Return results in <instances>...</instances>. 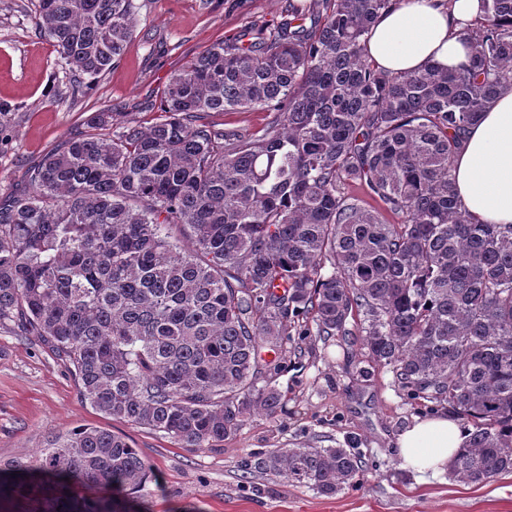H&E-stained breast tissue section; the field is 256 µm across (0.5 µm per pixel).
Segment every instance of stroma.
<instances>
[{"mask_svg": "<svg viewBox=\"0 0 512 512\" xmlns=\"http://www.w3.org/2000/svg\"><path fill=\"white\" fill-rule=\"evenodd\" d=\"M137 26L119 62L74 93L66 65L41 30L35 0H0V199L28 191L43 158L90 130L96 113L149 126L172 74L230 38L255 41L263 25L288 16L290 0H135ZM270 112H210L213 129L246 134ZM312 317L288 322L274 384L275 416L257 413L221 442L185 448L145 427L95 410L71 369L38 337L0 326V460L29 461L51 436L78 426L126 436L150 469L128 512H512V473L481 484L450 474L419 476L395 446L414 418L448 407L411 395L392 369L375 363L358 336H320ZM347 448L362 462L354 487L333 496L272 475L243 478L241 465L276 448Z\"/></svg>", "mask_w": 512, "mask_h": 512, "instance_id": "1", "label": "stroma"}]
</instances>
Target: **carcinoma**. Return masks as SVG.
Listing matches in <instances>:
<instances>
[{"instance_id":"obj_1","label":"carcinoma","mask_w":512,"mask_h":512,"mask_svg":"<svg viewBox=\"0 0 512 512\" xmlns=\"http://www.w3.org/2000/svg\"><path fill=\"white\" fill-rule=\"evenodd\" d=\"M483 2L454 70L389 76L367 61L366 35L396 0H316L254 46L195 57L150 127L94 115L29 173L27 193L0 204V325L72 366L96 410L203 448L281 408V391L259 380L290 316L313 315L320 336L351 335L352 316L403 387L473 422L449 462L455 480L512 473V224L475 222L453 175L461 133L512 86V0ZM36 7L75 89L116 63L138 9ZM256 109L276 117L247 135L198 123ZM361 472L345 448L244 464L327 496ZM147 474L124 436L77 428L29 462L0 463V512L19 499L26 512H124L114 493Z\"/></svg>"}]
</instances>
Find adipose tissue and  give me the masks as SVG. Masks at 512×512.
<instances>
[{
    "mask_svg": "<svg viewBox=\"0 0 512 512\" xmlns=\"http://www.w3.org/2000/svg\"><path fill=\"white\" fill-rule=\"evenodd\" d=\"M482 16L481 0H398L371 26L365 55L393 76L428 66L455 69L469 58L465 29ZM454 175L458 198L475 220L512 224V88L462 133ZM465 440L458 421L440 413L415 418L395 444L405 468L438 476Z\"/></svg>",
    "mask_w": 512,
    "mask_h": 512,
    "instance_id": "ef3b65f1",
    "label": "adipose tissue"
}]
</instances>
